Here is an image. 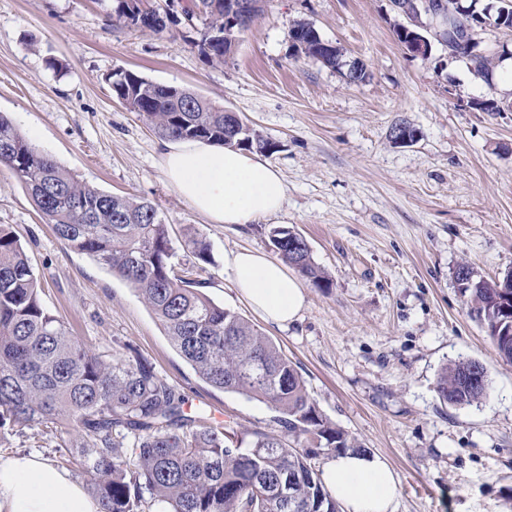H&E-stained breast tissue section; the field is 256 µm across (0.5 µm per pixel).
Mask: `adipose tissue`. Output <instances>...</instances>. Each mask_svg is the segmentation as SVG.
Segmentation results:
<instances>
[{
  "label": "adipose tissue",
  "instance_id": "adipose-tissue-1",
  "mask_svg": "<svg viewBox=\"0 0 512 512\" xmlns=\"http://www.w3.org/2000/svg\"><path fill=\"white\" fill-rule=\"evenodd\" d=\"M169 184L217 224H254L281 211L287 187L256 154L200 141H180L163 154ZM228 265L240 297L267 323L285 327L305 305L301 280L256 250L231 253ZM328 492L347 512H395L398 486L381 456L348 450L323 467ZM0 512H100L81 483L34 455L0 458Z\"/></svg>",
  "mask_w": 512,
  "mask_h": 512
}]
</instances>
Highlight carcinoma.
I'll list each match as a JSON object with an SVG mask.
<instances>
[{
  "instance_id": "obj_1",
  "label": "carcinoma",
  "mask_w": 512,
  "mask_h": 512,
  "mask_svg": "<svg viewBox=\"0 0 512 512\" xmlns=\"http://www.w3.org/2000/svg\"><path fill=\"white\" fill-rule=\"evenodd\" d=\"M192 0L183 10L188 24L204 18L199 44L211 62L230 56L225 38L224 4ZM126 0H116L112 17L133 26ZM297 53L333 70L344 67L343 49L324 41L308 23L292 25ZM474 75L489 81L491 54L470 59ZM112 91L155 134L169 141L224 144V109L182 88H166L131 72L113 75ZM241 147L272 152L277 144L252 130ZM0 165L13 170L35 208L54 225L58 237L128 282L160 322L171 344L209 385L261 400L275 412L279 431L255 433L242 447L234 429L184 411V399L145 359H110L71 335L65 322L43 306L37 274L20 240L0 225V431L72 420L79 442L62 462L81 469L101 512H145L161 504L164 512H340L325 491L316 461L361 447L319 410L305 383L278 347L236 312L216 305L199 290L191 271L172 263L168 225L151 202L114 195L81 181L36 149L0 113ZM270 236L282 260L315 286L329 279L313 261L307 241L286 227ZM191 253L209 260V244L188 239ZM454 278L500 357L512 362V300L506 285L512 271L486 279L466 262ZM261 361L266 374L253 372ZM487 379L484 367L467 360L445 369L440 398L455 406L487 395L467 383ZM306 437L297 448L290 440ZM295 478L296 498L284 509L276 487Z\"/></svg>"
}]
</instances>
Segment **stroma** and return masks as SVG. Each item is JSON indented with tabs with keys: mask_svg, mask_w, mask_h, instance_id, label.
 <instances>
[{
	"mask_svg": "<svg viewBox=\"0 0 512 512\" xmlns=\"http://www.w3.org/2000/svg\"><path fill=\"white\" fill-rule=\"evenodd\" d=\"M149 3L170 14L163 32L115 25L113 0H0V112L78 179L152 202L177 262L194 260L189 231L209 242L202 292L280 346L319 410L389 463L396 512H512V363L453 278L463 261L485 278L512 270V112L470 106L512 103V73L476 79L437 43L429 57L410 55L388 0H266L221 64L200 53L186 0ZM298 20L341 46L345 60L364 63L367 79L347 83L296 54L290 29ZM119 71L191 90L276 141L267 160L287 186L282 210L247 225L216 224L194 210L165 178L163 139L114 96ZM398 122L418 131L413 145L391 143ZM1 224L24 246L45 307L85 347L137 352L184 398L185 411L244 440L276 430L269 404L202 381L138 292L64 245L5 166ZM276 226L301 234L331 280L327 288L305 282L302 316L285 328L240 300L224 264L242 249L274 255ZM466 359L483 364L489 392L448 405L438 377ZM76 438L70 426L17 429L0 435V455L55 463Z\"/></svg>",
	"mask_w": 512,
	"mask_h": 512,
	"instance_id": "obj_1",
	"label": "stroma"
}]
</instances>
